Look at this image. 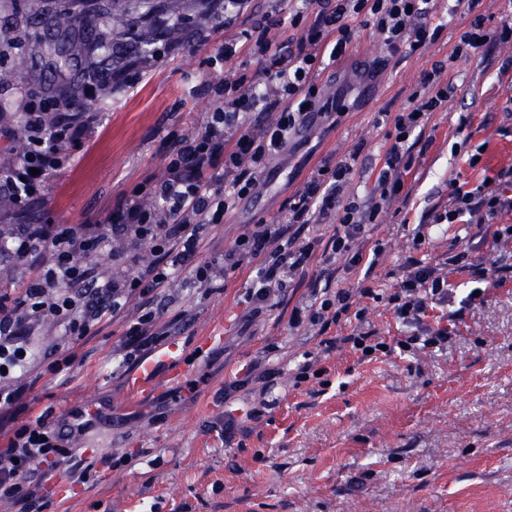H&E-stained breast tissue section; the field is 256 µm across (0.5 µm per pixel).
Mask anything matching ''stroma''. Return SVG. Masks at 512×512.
<instances>
[{"label":"stroma","instance_id":"obj_1","mask_svg":"<svg viewBox=\"0 0 512 512\" xmlns=\"http://www.w3.org/2000/svg\"><path fill=\"white\" fill-rule=\"evenodd\" d=\"M95 7L94 0H0V70L22 56L35 59L21 78L0 82V151L11 147L5 125L21 117L29 93L61 96L97 115L81 145L64 148L61 170L32 205L36 224H97L137 192L151 203L145 188L162 173L178 140L203 131L225 69L250 78L263 71L248 49L227 65L215 53L225 41L241 40L251 14L268 10L267 0H251L247 13L230 25L220 15L199 17L194 0H115L116 11L141 18L156 37L147 45L117 40L118 69L126 77L97 90L84 72L98 55L56 70L52 57L38 51L31 24L32 17L62 8L84 15ZM172 15L183 17L180 30L156 25V17ZM469 21L457 12L429 51L390 58L372 81L358 67L379 56L381 41L362 32L348 55L316 77L322 99L338 104L342 117L295 132L289 147L270 159L266 184L223 223L203 230L191 265L222 267L225 249L241 233L280 221L289 196L321 160L355 153L365 168H378L388 143L375 123L377 112L407 106L422 73L450 53ZM146 53L151 64L130 69L131 60ZM509 55L512 45L506 43L487 58L453 64L454 89L432 118V143L405 179L411 195L402 215L382 216L357 241L366 249L382 246L377 264L368 271L337 261V287H371L384 295L394 284L391 270L408 255L435 265L457 253V225L432 228L430 241L418 250L414 230L446 199L450 180L473 186L512 165V118L504 110L512 85L497 78ZM463 112L472 119L460 134ZM475 153L480 161L473 166ZM153 254L151 245L132 252L115 239L94 262L104 276L121 278L132 266H148ZM48 259L41 253L17 262L1 253L0 296L18 298ZM322 259L315 254L293 290L255 317L245 295L249 269L206 285L190 279L186 269H174L158 324L167 331L166 344L182 346L185 374L134 403L125 400L127 379L139 361L127 359L121 344L127 324L139 315L138 298L78 340L55 319L26 322L22 342L30 364L24 373L0 377L2 386L27 385L18 423L75 410L99 414L65 465L51 469L32 462L42 477V512H512V284L486 288L482 303L463 311L448 349L416 356L395 351L369 362L349 349L336 350L326 361L327 385L313 380L295 389L287 371L305 353L318 351L322 336L352 329L346 320L325 332L309 323L289 324L294 307L323 287ZM218 320L224 323L222 342L197 352L196 337ZM257 357L283 370L272 389L277 404L225 444V409L244 414L252 396L241 391L225 400L224 385ZM75 470L82 473L72 479L75 494L68 503L57 502L49 485L60 476L72 478Z\"/></svg>","mask_w":512,"mask_h":512}]
</instances>
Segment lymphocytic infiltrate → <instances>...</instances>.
<instances>
[{"label":"lymphocytic infiltrate","mask_w":512,"mask_h":512,"mask_svg":"<svg viewBox=\"0 0 512 512\" xmlns=\"http://www.w3.org/2000/svg\"><path fill=\"white\" fill-rule=\"evenodd\" d=\"M305 2V11L288 17L282 5H275L244 32L249 52L266 61L267 67L261 78L228 76L218 85L222 105L211 113L202 133L175 144L163 177L148 189L160 201L161 211L146 209L139 199L131 198L113 211L104 229L95 224L28 222L29 208L39 199L47 179L63 165V145L79 144L96 117L91 112L72 111L63 100L27 104L21 121L10 130L26 149L0 178V248L19 260L38 252L48 253L49 260L16 304L0 301V368L12 370L26 364L28 351L17 341L24 321L50 315L66 325L69 335L83 336L103 316L117 315L132 296L141 301L140 315L129 324L124 346L141 355L149 353L165 336L152 303L168 282L169 268L182 265L196 251L202 227L223 223L236 204L254 194L270 158L287 146L297 127L329 113L315 84L316 73L327 62L341 59L362 30L378 33L392 57L428 51L444 30L435 20L437 0ZM455 2L472 19L448 57L423 72L408 106L394 114L382 113L380 122L388 127L390 145L368 200L361 203L344 197L356 171V155L324 159L289 198L282 221L261 232L241 234L225 250L223 270L248 265L256 269L246 289L253 313L262 312L274 293L287 291L309 265L315 243L301 236L308 225L321 220L335 225L324 254L326 279L335 278L337 258H347L352 267L363 262V251L352 250L351 245L366 225L377 223L401 197L414 162L412 150L422 141L433 115L448 101L452 61L482 56L494 44L512 42V20L503 19L490 29L485 14L478 11L480 0ZM285 20L293 29L292 36L272 42L270 29ZM270 113L276 114V121L264 122V115ZM219 168L224 171L220 177L215 174ZM508 212H512V166L501 169L490 183L469 190L449 182L448 199L435 206L432 221L455 224L465 217L473 224H492L499 241L512 239V225L499 223ZM113 234L133 249L151 243L158 261L133 269L122 279L103 277L90 259L107 246ZM468 257V251H460L439 267L410 256L393 271L396 283L386 304L405 329L396 343L378 336L365 309L356 307L352 292L344 288L312 292L309 304L294 309L290 323L297 327L307 320L327 329L339 324L343 315L353 314L356 324L351 332L325 340L324 346L329 351L348 347L364 361L395 349L413 354L445 348L454 334L446 313L449 271L466 270L474 280H491L498 286L512 279V264L497 260L487 267L469 262ZM279 374V369L257 360L242 378L225 384L228 399L252 383L261 385L244 419L225 414V440L244 432L245 421L266 416L272 407L268 395ZM25 390L21 382L0 387V435L6 440L0 449V503L20 506L22 512H40V500L30 488V462L39 458L57 465L69 454L68 442L86 426L66 417L54 425L43 416L14 426Z\"/></svg>","instance_id":"1"}]
</instances>
